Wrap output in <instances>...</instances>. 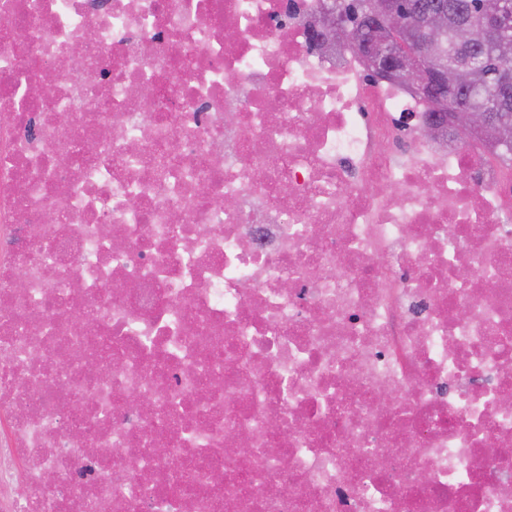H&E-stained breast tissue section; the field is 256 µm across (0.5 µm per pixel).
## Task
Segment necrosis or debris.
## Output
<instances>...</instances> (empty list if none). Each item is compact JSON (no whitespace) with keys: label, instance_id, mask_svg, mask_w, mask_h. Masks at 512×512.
<instances>
[{"label":"necrosis or debris","instance_id":"necrosis-or-debris-1","mask_svg":"<svg viewBox=\"0 0 512 512\" xmlns=\"http://www.w3.org/2000/svg\"><path fill=\"white\" fill-rule=\"evenodd\" d=\"M316 5L0 0V512H512V159Z\"/></svg>","mask_w":512,"mask_h":512}]
</instances>
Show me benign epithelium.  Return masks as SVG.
Segmentation results:
<instances>
[{"label": "benign epithelium", "instance_id": "benign-epithelium-1", "mask_svg": "<svg viewBox=\"0 0 512 512\" xmlns=\"http://www.w3.org/2000/svg\"><path fill=\"white\" fill-rule=\"evenodd\" d=\"M487 37L512 52V0H481ZM448 10L424 11L414 20L403 17L396 0H365L362 12L350 16L338 0H321L314 37L325 44L346 45L366 60L370 72L403 81L415 92L441 101L474 86L475 73L464 65L433 66L429 59L443 48ZM450 125L462 134H480L488 143L511 144L507 124L494 112L464 104L455 108Z\"/></svg>", "mask_w": 512, "mask_h": 512}]
</instances>
